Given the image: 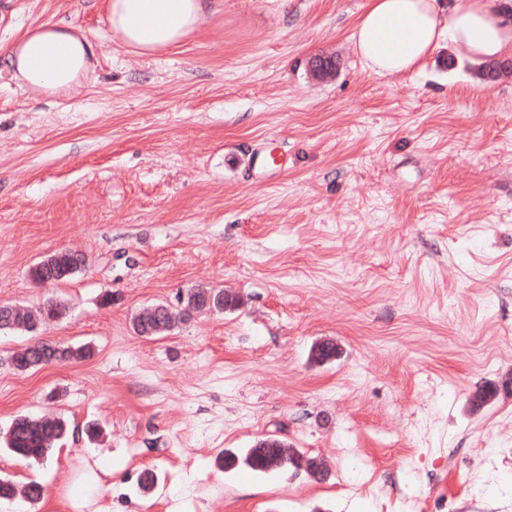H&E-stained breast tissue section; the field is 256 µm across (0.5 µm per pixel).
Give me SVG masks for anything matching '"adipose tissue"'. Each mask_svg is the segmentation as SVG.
<instances>
[{
  "label": "adipose tissue",
  "instance_id": "adipose-tissue-1",
  "mask_svg": "<svg viewBox=\"0 0 512 512\" xmlns=\"http://www.w3.org/2000/svg\"><path fill=\"white\" fill-rule=\"evenodd\" d=\"M118 44L153 57L180 46L203 22L224 10V0H106ZM364 67L376 74L408 71L449 42L475 63L512 56V0H369L353 34ZM99 46L75 23L46 20L15 42L0 44V59L37 94L74 98L95 70Z\"/></svg>",
  "mask_w": 512,
  "mask_h": 512
}]
</instances>
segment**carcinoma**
<instances>
[{
    "label": "carcinoma",
    "mask_w": 512,
    "mask_h": 512,
    "mask_svg": "<svg viewBox=\"0 0 512 512\" xmlns=\"http://www.w3.org/2000/svg\"><path fill=\"white\" fill-rule=\"evenodd\" d=\"M51 264L39 263L29 271L31 279L37 283L48 282L55 285L72 277L71 268L75 260L74 253L60 251L49 256ZM219 291L212 288H196L186 293L185 305L198 314L210 305L217 304ZM64 301H45L40 313L49 320L56 321L66 315ZM32 317L25 313L15 314L13 319L0 324V331L31 332ZM179 320L178 314L168 315L159 309L141 313L134 319V330L147 338H155L172 330ZM338 348L331 340H324L312 347L314 360L323 363L336 358ZM93 354L88 345L78 347L62 346L47 342H35L26 346L14 356V369L20 372L32 371L52 361H83ZM69 431V424L61 417L20 416L12 422L4 437L5 447L30 464H43L54 454L58 441ZM243 465L259 474L286 471L293 468L312 473V477L321 480L325 472L317 466V459L307 456L295 448H288L281 440L268 436L257 440L246 449L243 456L225 452L223 466L232 470ZM44 494V486L36 481L17 483L9 478L0 479V500L11 501L21 498L35 503Z\"/></svg>",
    "instance_id": "1"
}]
</instances>
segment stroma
<instances>
[{"label":"stroma","mask_w":512,"mask_h":512,"mask_svg":"<svg viewBox=\"0 0 512 512\" xmlns=\"http://www.w3.org/2000/svg\"><path fill=\"white\" fill-rule=\"evenodd\" d=\"M367 4L224 0L145 58L105 0H0L1 43L53 18L103 47L74 99L0 71V303L69 307L0 333V437L20 415L71 428L43 465L0 445L1 478L45 488L0 512H512V58L492 79L444 46L374 74ZM67 249L81 272L32 281ZM200 286L238 307L135 334ZM38 339L95 354L14 370ZM269 434L327 479L216 464ZM164 309L165 311H161ZM173 314L174 306L170 304H158V308L147 313H141L136 316L133 322L134 331L139 332L143 337L155 338L165 332L172 330L178 320L179 315L174 313L172 318L169 315Z\"/></svg>","instance_id":"35a3bbf8"}]
</instances>
